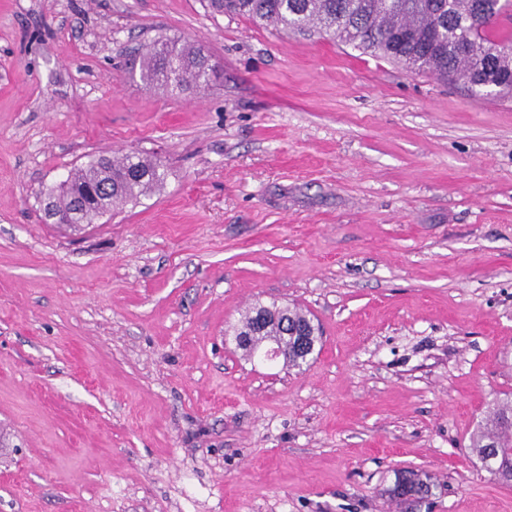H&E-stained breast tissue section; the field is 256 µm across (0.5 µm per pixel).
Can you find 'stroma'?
I'll return each instance as SVG.
<instances>
[{
  "label": "stroma",
  "mask_w": 512,
  "mask_h": 512,
  "mask_svg": "<svg viewBox=\"0 0 512 512\" xmlns=\"http://www.w3.org/2000/svg\"><path fill=\"white\" fill-rule=\"evenodd\" d=\"M209 88L144 87L157 38ZM146 152L163 190L74 230L41 192ZM307 363L224 332L258 303ZM512 394V98L206 0H0V512H512L472 454ZM434 483L413 472L400 473L384 494L394 502L397 512H415L417 506L432 495Z\"/></svg>",
  "instance_id": "1"
}]
</instances>
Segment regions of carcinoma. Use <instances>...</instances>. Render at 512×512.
<instances>
[{"label":"carcinoma","mask_w":512,"mask_h":512,"mask_svg":"<svg viewBox=\"0 0 512 512\" xmlns=\"http://www.w3.org/2000/svg\"><path fill=\"white\" fill-rule=\"evenodd\" d=\"M212 12L246 17L258 25L290 34L312 28L363 53L382 54L411 71L440 78H461L475 93L512 97V39L494 30L512 10V0H208ZM215 69L201 48L183 40L163 39L142 55L143 85L165 86L176 93L204 89ZM165 178L161 161L142 153L120 158L91 155L75 165L57 187L47 189L51 211L74 224H91L119 203H140ZM238 330L262 339L279 336L274 320L259 322L246 314ZM480 460L497 450L495 463L512 472V398L497 399L471 438ZM434 483L412 472L398 475L385 494L397 512H416L432 495Z\"/></svg>","instance_id":"obj_1"}]
</instances>
